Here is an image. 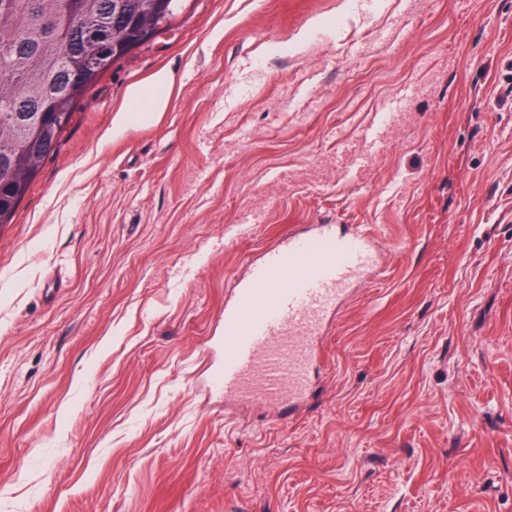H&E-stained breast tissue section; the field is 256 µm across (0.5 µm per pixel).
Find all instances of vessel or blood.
I'll list each match as a JSON object with an SVG mask.
<instances>
[{
  "label": "vessel or blood",
  "instance_id": "vessel-or-blood-1",
  "mask_svg": "<svg viewBox=\"0 0 512 512\" xmlns=\"http://www.w3.org/2000/svg\"><path fill=\"white\" fill-rule=\"evenodd\" d=\"M375 257L363 231L312 224L252 261L224 304V360L211 386L290 416L309 396L330 322Z\"/></svg>",
  "mask_w": 512,
  "mask_h": 512
}]
</instances>
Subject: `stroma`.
<instances>
[{
    "label": "stroma",
    "mask_w": 512,
    "mask_h": 512,
    "mask_svg": "<svg viewBox=\"0 0 512 512\" xmlns=\"http://www.w3.org/2000/svg\"><path fill=\"white\" fill-rule=\"evenodd\" d=\"M511 77L512 0H187L0 226V512H512ZM327 217L379 261L314 399L225 406L226 297Z\"/></svg>",
    "instance_id": "1"
}]
</instances>
